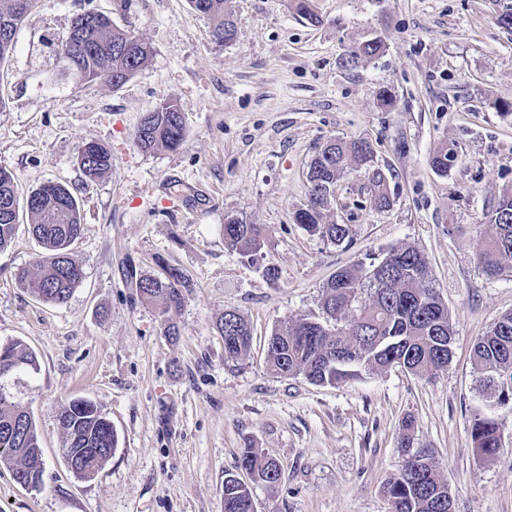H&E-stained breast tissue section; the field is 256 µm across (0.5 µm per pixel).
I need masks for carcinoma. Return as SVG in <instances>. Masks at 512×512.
Returning <instances> with one entry per match:
<instances>
[{
	"instance_id": "cac0c4a2",
	"label": "carcinoma",
	"mask_w": 512,
	"mask_h": 512,
	"mask_svg": "<svg viewBox=\"0 0 512 512\" xmlns=\"http://www.w3.org/2000/svg\"><path fill=\"white\" fill-rule=\"evenodd\" d=\"M192 8L215 21L213 36L227 41V29H235L227 0H189ZM34 0H10L0 8V62L15 46L9 29H18ZM384 42L370 39L352 50L349 62L375 58L384 52ZM57 55L66 70L82 81L106 79L114 86L128 82L144 67L150 46L133 31L122 29L98 12L89 11L72 23ZM135 145L144 152L159 148L178 149L185 136L177 104L164 100L144 113L134 133ZM78 161L85 176L96 180L112 168V151L100 142L84 145ZM370 165L373 149L365 139L351 142L330 140L318 150L309 167V197L295 212L294 220L313 236L341 245L349 242L346 224L325 222L336 196V185L349 162ZM372 204L390 206L387 177L374 169L370 177ZM25 207L31 218L30 232L43 249L36 272L18 271L16 279L40 299L65 304L81 283L84 272L73 260L71 245L83 229L80 207L67 186L47 182L30 192ZM19 216V195L11 172L0 166V249L12 241ZM489 232L478 240V257L484 272L497 276L512 260V194H503L489 215ZM224 245L247 259L264 258L266 235L259 224H249L237 215L224 218ZM183 274L168 267L165 276H142L135 281L140 297L159 300L169 336L177 335L174 318L184 296ZM224 338V358L233 359L250 347V325L239 313L228 310L217 322ZM452 327L447 308L430 281L424 254L413 247L394 248L377 263L363 270L345 267L323 286L319 314L284 323L267 340L269 368L285 377L302 375L317 385H334L361 372L401 365L415 374L443 369L449 361ZM472 362L479 386L500 396L512 394V312L502 315L479 338L472 349ZM39 371L36 354L20 341L0 345V464L13 467L17 481L41 483L43 463L36 424L25 395L29 380ZM65 441L64 457L79 453L81 468L96 473L118 447L112 423L93 401L71 399L60 408ZM500 427L493 417L477 414L471 426L472 443L486 456L500 451ZM239 463L256 480L275 484L281 478L275 460L256 448L242 450ZM385 494L391 512H448V484L440 479L429 455L419 450L404 459L397 477L387 483ZM224 512H255L250 487L224 480Z\"/></svg>"
}]
</instances>
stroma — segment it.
<instances>
[{
  "label": "stroma",
  "mask_w": 512,
  "mask_h": 512,
  "mask_svg": "<svg viewBox=\"0 0 512 512\" xmlns=\"http://www.w3.org/2000/svg\"><path fill=\"white\" fill-rule=\"evenodd\" d=\"M228 7L236 36L219 43L189 0H36L0 64V165L20 196L50 181L71 190L83 224L72 256L85 272L61 306L21 287L16 273L41 249L20 212L0 251V343L37 355L28 402L45 465L36 489L0 465V512H223L224 477L248 445L281 467L278 483L252 484L256 512H388L384 488L403 462L408 418L455 512H512V447L484 456L470 437L479 412L512 434V410L479 390L472 364L474 343L512 312V269L487 276L476 254L512 190V31L497 25L493 0H312L316 24L295 0ZM87 11L152 49L123 86L60 72L53 44ZM376 36L384 54L348 65L352 48ZM384 89L392 107L379 101ZM163 100L180 108L184 141L142 152L132 134ZM359 138L392 204L375 210L366 170L351 165L325 213L350 228L339 246L294 213L317 149ZM90 140L112 151L111 170L94 181L77 161ZM445 146L457 160L440 173L430 157ZM230 214L264 226L263 259L225 249ZM408 246L426 256L450 316L443 370L396 367L318 386L269 369L268 337L317 311L336 270ZM168 265L185 277L174 337L159 304L134 288ZM227 310L253 331L233 360L215 326ZM74 398L100 404L119 439L89 479L61 453L59 409Z\"/></svg>",
  "instance_id": "stroma-1"
}]
</instances>
